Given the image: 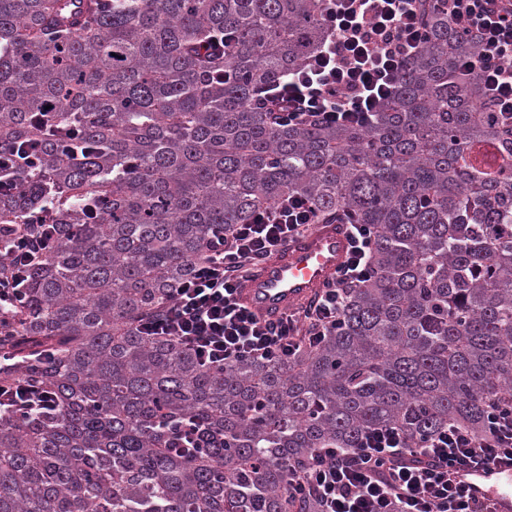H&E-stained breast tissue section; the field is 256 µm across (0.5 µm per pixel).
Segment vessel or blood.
<instances>
[{"instance_id":"1","label":"vessel or blood","mask_w":512,"mask_h":512,"mask_svg":"<svg viewBox=\"0 0 512 512\" xmlns=\"http://www.w3.org/2000/svg\"><path fill=\"white\" fill-rule=\"evenodd\" d=\"M349 253L345 225H314L308 234L289 240L259 271L243 280L238 299L258 319L277 321L317 300L344 268ZM457 478L494 512H512V466L464 468Z\"/></svg>"}]
</instances>
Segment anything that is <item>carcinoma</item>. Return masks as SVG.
I'll list each match as a JSON object with an SVG mask.
<instances>
[{
    "label": "carcinoma",
    "mask_w": 512,
    "mask_h": 512,
    "mask_svg": "<svg viewBox=\"0 0 512 512\" xmlns=\"http://www.w3.org/2000/svg\"><path fill=\"white\" fill-rule=\"evenodd\" d=\"M321 0H0V249L58 234L0 344V383L56 398L0 417V512H316L288 467L376 426L485 433L512 398V129L431 2L428 40L367 125L277 124L255 91L325 36ZM299 194L376 229L341 322L285 362L201 367L136 321L221 231Z\"/></svg>",
    "instance_id": "1"
}]
</instances>
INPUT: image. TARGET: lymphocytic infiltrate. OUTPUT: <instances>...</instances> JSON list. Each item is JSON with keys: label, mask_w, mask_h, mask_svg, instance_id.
Listing matches in <instances>:
<instances>
[{"label": "lymphocytic infiltrate", "mask_w": 512, "mask_h": 512, "mask_svg": "<svg viewBox=\"0 0 512 512\" xmlns=\"http://www.w3.org/2000/svg\"><path fill=\"white\" fill-rule=\"evenodd\" d=\"M452 25L475 39L478 56L456 63L460 74L478 73L486 102L499 120L512 126V0H445ZM423 0H323L321 21L327 36L299 69L261 90L256 107L278 123L320 121L365 124L391 97L406 60L427 40ZM313 210L299 195L256 212L198 259L171 304L141 322L143 335L171 339L201 366L218 368L246 358L292 359L302 345L301 321L321 341L335 328L346 289L368 281L374 229L350 224V256L335 284L301 316L275 322L256 319L237 299V286L258 259L267 257L313 224ZM56 234L52 224L17 225L12 244L0 255V308L21 303L30 270ZM53 400L34 384L0 385V412L53 409ZM512 465V400L485 413V433L475 436L448 423L410 446L395 427L365 431L354 448H317L291 475L299 498H314L319 512H491L456 479L461 466Z\"/></svg>", "instance_id": "lymphocytic-infiltrate-1"}]
</instances>
